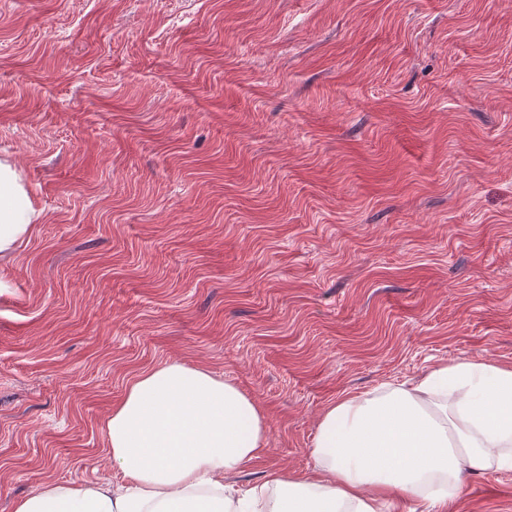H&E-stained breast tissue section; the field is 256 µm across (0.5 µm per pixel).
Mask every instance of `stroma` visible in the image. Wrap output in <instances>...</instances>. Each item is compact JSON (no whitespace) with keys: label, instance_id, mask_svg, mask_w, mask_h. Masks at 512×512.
Returning a JSON list of instances; mask_svg holds the SVG:
<instances>
[{"label":"stroma","instance_id":"obj_1","mask_svg":"<svg viewBox=\"0 0 512 512\" xmlns=\"http://www.w3.org/2000/svg\"><path fill=\"white\" fill-rule=\"evenodd\" d=\"M0 156L44 213L0 260V512L120 481L102 426L166 363L261 408L243 490L343 396L512 365V0H0Z\"/></svg>","mask_w":512,"mask_h":512}]
</instances>
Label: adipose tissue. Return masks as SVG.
Segmentation results:
<instances>
[{
	"label": "adipose tissue",
	"instance_id": "1",
	"mask_svg": "<svg viewBox=\"0 0 512 512\" xmlns=\"http://www.w3.org/2000/svg\"><path fill=\"white\" fill-rule=\"evenodd\" d=\"M40 219L14 165L0 160V257ZM102 431L121 482L45 481L13 512H380L402 495L446 512L464 469L512 470V366L461 360L343 397L320 420L311 479L272 471L241 497L224 478L266 451L268 425L206 369L170 363L138 374Z\"/></svg>",
	"mask_w": 512,
	"mask_h": 512
}]
</instances>
